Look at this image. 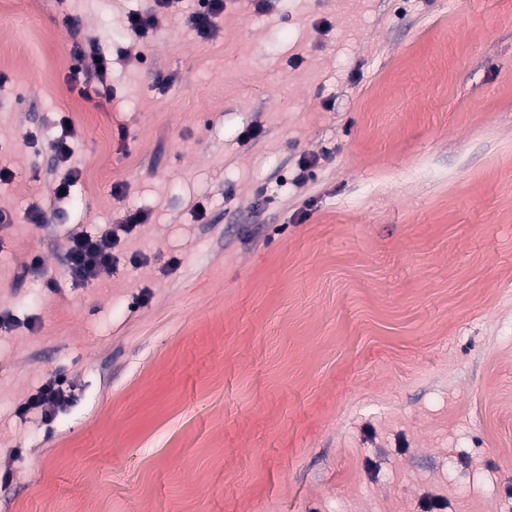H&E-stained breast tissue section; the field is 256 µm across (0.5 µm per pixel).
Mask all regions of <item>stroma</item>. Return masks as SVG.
Returning <instances> with one entry per match:
<instances>
[{
  "label": "stroma",
  "mask_w": 512,
  "mask_h": 512,
  "mask_svg": "<svg viewBox=\"0 0 512 512\" xmlns=\"http://www.w3.org/2000/svg\"><path fill=\"white\" fill-rule=\"evenodd\" d=\"M154 6L0 0V512H512V0L129 35ZM90 37L108 99L69 81ZM134 209L72 285L66 234ZM58 374L52 429L16 417Z\"/></svg>",
  "instance_id": "obj_1"
}]
</instances>
